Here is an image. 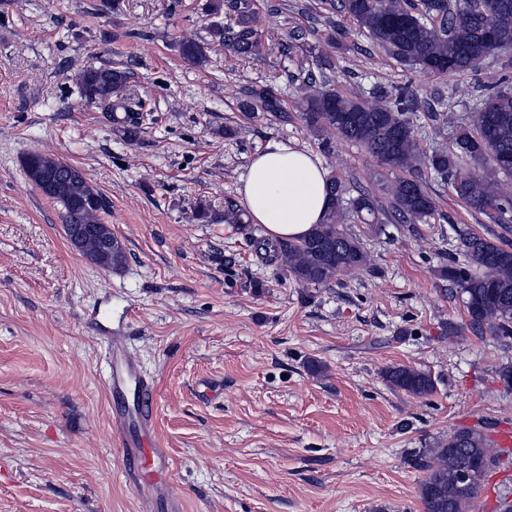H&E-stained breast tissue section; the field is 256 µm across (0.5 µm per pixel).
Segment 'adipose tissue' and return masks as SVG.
Wrapping results in <instances>:
<instances>
[{
    "mask_svg": "<svg viewBox=\"0 0 512 512\" xmlns=\"http://www.w3.org/2000/svg\"><path fill=\"white\" fill-rule=\"evenodd\" d=\"M328 173L315 153L272 141L255 154L238 194L247 219L274 239H296L323 223L329 207Z\"/></svg>",
    "mask_w": 512,
    "mask_h": 512,
    "instance_id": "adipose-tissue-1",
    "label": "adipose tissue"
}]
</instances>
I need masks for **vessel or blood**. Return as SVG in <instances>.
<instances>
[{
  "mask_svg": "<svg viewBox=\"0 0 512 512\" xmlns=\"http://www.w3.org/2000/svg\"><path fill=\"white\" fill-rule=\"evenodd\" d=\"M111 397L131 398L130 408L114 412L112 425L126 454L135 480L145 483L151 495H158L169 472V461L157 437L154 421L155 388L137 364L121 354H113L107 384ZM137 436H130V427Z\"/></svg>",
  "mask_w": 512,
  "mask_h": 512,
  "instance_id": "vessel-or-blood-1",
  "label": "vessel or blood"
}]
</instances>
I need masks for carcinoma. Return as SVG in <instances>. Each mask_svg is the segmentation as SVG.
<instances>
[{
  "instance_id": "cac0c4a2",
  "label": "carcinoma",
  "mask_w": 512,
  "mask_h": 512,
  "mask_svg": "<svg viewBox=\"0 0 512 512\" xmlns=\"http://www.w3.org/2000/svg\"><path fill=\"white\" fill-rule=\"evenodd\" d=\"M209 14L216 17L229 9L235 25L213 22L210 40L185 39L179 43L184 60L196 66L208 61L209 46L218 42L238 55L262 52V33L255 24L251 0H210ZM339 12L364 29L369 38L404 65L437 75L476 71L491 52L512 48V0H337ZM497 27L490 43L487 28ZM308 33L292 29L281 41L290 52L304 45ZM318 73H309L297 113L284 107L271 86L247 89L239 107L245 112H267L283 122L300 119L314 135H334L363 148L386 171L409 176L394 184L388 208L364 189L346 196L342 181L330 175L327 192L330 207L326 221L316 224L303 238L272 242L256 240L257 249L273 253L289 276L309 288L329 286L342 276L371 271V261L361 240L347 232L346 218L355 216L368 224L425 223L438 213L437 199L416 172L425 166L448 180L456 194L474 211L494 222H512V93L496 91L478 104L473 130H462L453 151L423 152L407 116L413 96L402 94L393 107L370 105L359 97H347L330 87L326 70L330 56L316 57ZM129 74L110 66H85L77 74L81 97L107 109L121 108L140 120L145 102L126 94ZM468 157L476 163L491 158L489 176H475L460 165ZM28 180L63 210L67 235L80 231L74 243L83 255L105 268L127 261L121 243L112 235L101 214V194L85 174L73 165L42 153L24 160ZM463 260L451 259L441 276L462 297L469 325L482 334L512 337V247L502 246L471 231L459 232ZM389 386L416 397L432 395L431 375L406 365H392L383 372ZM494 457L484 432L464 428L422 451L415 465L423 472L419 500L423 512H472L482 481Z\"/></svg>"
}]
</instances>
